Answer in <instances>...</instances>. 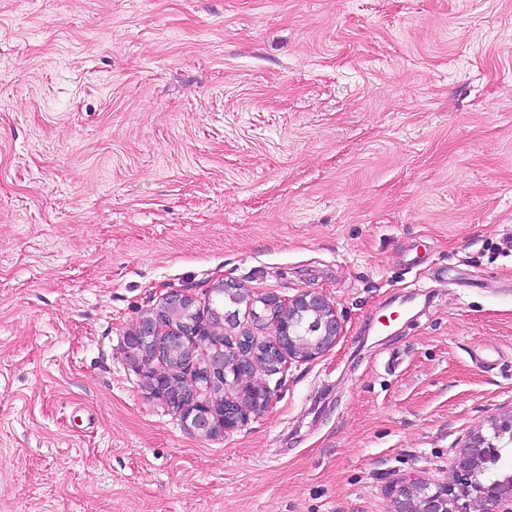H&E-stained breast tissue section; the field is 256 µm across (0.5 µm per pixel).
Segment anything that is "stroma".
Listing matches in <instances>:
<instances>
[{"instance_id":"1","label":"stroma","mask_w":512,"mask_h":512,"mask_svg":"<svg viewBox=\"0 0 512 512\" xmlns=\"http://www.w3.org/2000/svg\"><path fill=\"white\" fill-rule=\"evenodd\" d=\"M224 280L344 329L203 436L123 337ZM509 405L512 0H0V512H390Z\"/></svg>"}]
</instances>
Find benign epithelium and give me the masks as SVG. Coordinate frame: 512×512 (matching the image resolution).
Wrapping results in <instances>:
<instances>
[{
	"instance_id": "7a95c632",
	"label": "benign epithelium",
	"mask_w": 512,
	"mask_h": 512,
	"mask_svg": "<svg viewBox=\"0 0 512 512\" xmlns=\"http://www.w3.org/2000/svg\"><path fill=\"white\" fill-rule=\"evenodd\" d=\"M220 291L236 297L251 307H259L255 322L271 330L259 338L252 333L236 331L237 322L230 313L214 312L206 323L198 327L190 345L189 357L179 370L184 381L183 392L192 394V403L178 410L185 427L199 435H226L236 431L250 416L266 409L274 393L265 382H256L263 393L254 397L237 379L254 378L261 362L253 355L239 352L237 341L242 335L252 340L253 351L262 350L273 367L265 369L267 376L285 374L292 364L317 360L329 351L343 331V323L336 306L319 292L306 291L288 300V323L278 322L274 313L283 305L279 295H254L243 291L233 281L217 284ZM194 306L193 296L182 290L167 292L155 307L146 310L135 327L123 338L127 361L134 367L146 369L149 393L172 409L182 399L169 393L171 376L157 363L159 339L171 332L164 325L174 312H184ZM312 318L309 339L297 333L300 318ZM224 379V407L219 408L209 386ZM512 436V408L504 410L488 421V432L477 430L470 434L450 465L448 478L439 483H428L418 478H398L389 481L393 512H512V476L503 480L483 478L484 465L500 455L494 440Z\"/></svg>"
}]
</instances>
